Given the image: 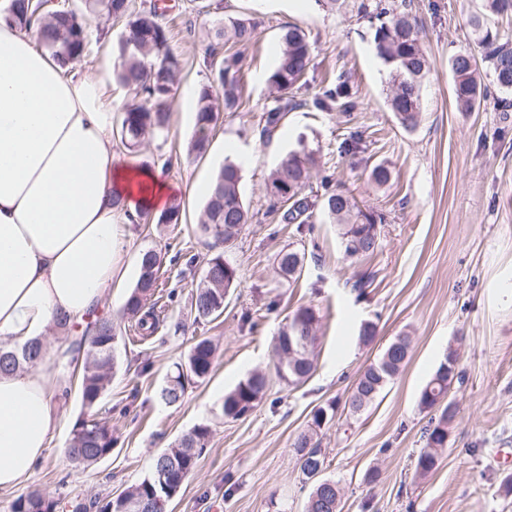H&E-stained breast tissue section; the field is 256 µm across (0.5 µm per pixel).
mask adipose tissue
<instances>
[{"label": "adipose tissue", "instance_id": "obj_1", "mask_svg": "<svg viewBox=\"0 0 512 512\" xmlns=\"http://www.w3.org/2000/svg\"><path fill=\"white\" fill-rule=\"evenodd\" d=\"M38 30L0 22V339L85 333L138 209L172 194L160 166L114 150L112 69L64 66ZM45 365L0 374V491L26 482L59 423Z\"/></svg>", "mask_w": 512, "mask_h": 512}]
</instances>
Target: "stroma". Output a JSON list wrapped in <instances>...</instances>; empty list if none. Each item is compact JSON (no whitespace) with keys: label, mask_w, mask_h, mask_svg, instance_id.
<instances>
[{"label":"stroma","mask_w":512,"mask_h":512,"mask_svg":"<svg viewBox=\"0 0 512 512\" xmlns=\"http://www.w3.org/2000/svg\"><path fill=\"white\" fill-rule=\"evenodd\" d=\"M172 2L165 20L181 72L169 132L163 141L146 139L124 160L163 166L182 205L181 221L131 225L121 259L128 277L101 310L110 315L121 308L138 278V256L149 248L164 254L160 280L176 295L163 304L156 337L138 342L127 326L116 328L117 366L102 402L119 438L111 456L88 468L67 458L83 411L79 393H72L31 479L0 492V512H11L17 496L33 490L58 500V512L119 494L200 424L211 430L209 443L167 512H304L307 491L291 444L316 409L331 405L337 411L319 437L325 474L342 490V512H512V465L496 461L500 454L512 458V111H502L494 89L474 111H457L448 67L457 52L477 48L469 19L481 0H411L432 62L421 122L411 133L389 110V69L375 52L370 23L355 10L358 0L339 10L317 0H207L208 12L198 0ZM222 17L254 19L259 38L247 47L226 45L241 60L243 105L221 113L207 153L195 157L188 147L197 92L207 80L203 47ZM292 23L309 37L312 68L295 95L298 108L265 144L257 125L271 98L267 78L279 33ZM340 70L350 76L357 108L316 110L323 77ZM353 132L363 135L362 152L341 154ZM302 144L318 150L320 173L360 206L384 214L371 257L346 258L336 225L322 223L301 236L294 225L268 216L269 175ZM228 157L244 164L241 189L252 220L224 250L238 280L223 314L198 321L191 293L213 252L196 231L206 196L186 188L211 182ZM379 162L392 170L383 187L368 178L369 166ZM286 248L307 255L301 279L291 285L278 283L275 272V257ZM360 277L368 281L362 299L350 288ZM301 306L320 316L315 368L307 381L289 387L273 378V347L279 328ZM366 322L377 339L363 346L357 334ZM402 334L412 340L402 372L361 415H349L344 402L359 372ZM201 338L218 346L214 371L188 385L181 404L165 405L161 388ZM450 350L467 382L450 393L457 414L448 447L422 479L415 465L429 416L418 407L419 394ZM254 371L272 376L266 395L247 416L225 418V393ZM371 469L379 472L377 482L365 479Z\"/></svg>","instance_id":"1"}]
</instances>
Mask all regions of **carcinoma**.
<instances>
[{
    "instance_id": "1",
    "label": "carcinoma",
    "mask_w": 512,
    "mask_h": 512,
    "mask_svg": "<svg viewBox=\"0 0 512 512\" xmlns=\"http://www.w3.org/2000/svg\"><path fill=\"white\" fill-rule=\"evenodd\" d=\"M358 13L374 26L373 42L377 56L390 68L391 89L388 106L398 125L406 132L414 131L421 121V89L431 63L421 45V31L407 9L406 0L389 4L386 0L361 2ZM104 15L124 22L118 41V62L112 68L113 82L122 86L129 99L117 109V135L120 143L132 151L147 137H161L168 132L172 103L176 95L180 60L170 45L164 14L156 5L135 10L130 0H81L72 5L42 6L34 0H6L0 7V20L20 29L36 28L42 44L58 62L65 65L94 52L91 18ZM471 26L483 59L488 63L492 84L506 97L501 108L512 110V42L501 38L484 17L475 15ZM253 44L257 40V24L250 19H220L214 35L206 45L203 63L209 73L207 82L198 90L196 124L190 141V153L206 154L212 132L219 121L215 101L222 100L224 111L236 112L242 106V75L236 54H226L224 44ZM282 50L277 64L269 75V84L279 92L264 107L260 118V138L271 141L281 129L286 114L297 107L291 93L299 90L311 67V45L296 25H286L280 34ZM453 75V94L457 109L470 112L487 95L477 72L476 60L469 51H461L449 61ZM341 107L352 110L356 102L350 98L349 76L340 71L326 80V90L313 105L321 111L333 109L336 99ZM319 167L314 151L306 148L292 150L282 156L267 184L272 204L271 213L279 223L294 224L296 231H312L313 224L328 221L338 226L344 253L349 258H365L378 248V225L383 217L365 211L347 191L331 185L322 177V192L306 193L311 187L313 173ZM242 163L230 158L214 177L203 213L198 222L199 233L214 239L216 244L229 245L239 236L251 216L242 197ZM304 254L285 249L277 256V276L283 282H296L303 271ZM163 263L161 253L154 249L142 251L139 275L128 294L118 317L134 324L143 339L154 336L160 326V315L148 304L156 293L158 273ZM237 270L224 259L223 252L213 255L192 293L190 307L194 320L212 321L224 313V300L236 288ZM319 317L309 306L297 308L279 331L274 347L276 373L289 386L306 381L314 370V350L318 342ZM93 333L75 342L76 349L86 348V363L79 380V393L87 416L76 420L70 443L65 452L72 462L88 467L112 454L118 437L112 431V418L99 416V405L112 388L117 365V340L114 319L96 317L91 322ZM411 350L407 336L389 342L377 357L360 372L347 396L345 406L353 416L372 404L386 386L400 373ZM44 345L33 341L16 348L0 343V372L32 366L43 355ZM216 362L215 347L207 339H199L191 347L184 365L167 380L160 391L161 400L176 406L183 400L185 383L193 377L206 380ZM456 383H463L459 370L443 373L436 369L422 388L419 407L426 411L439 410L429 420L426 446L417 458L416 472L426 475L436 465L440 450L448 445L449 424L456 414V405L449 393ZM268 379L261 372L249 374L224 395V416L239 419L247 415L262 399ZM331 417L328 409L320 407L312 415L307 431L292 443L298 459L312 458L320 463L322 473L315 468L300 466L303 482L309 485L306 512H341L340 489L325 485L326 455L319 447H311L317 430ZM210 437L207 425H198L182 435L175 446L159 453L150 474L122 492V497L110 495L95 503L97 512H166V505L181 490L185 480L195 471L199 457ZM57 500L40 491L17 498L13 512H56Z\"/></svg>"
}]
</instances>
